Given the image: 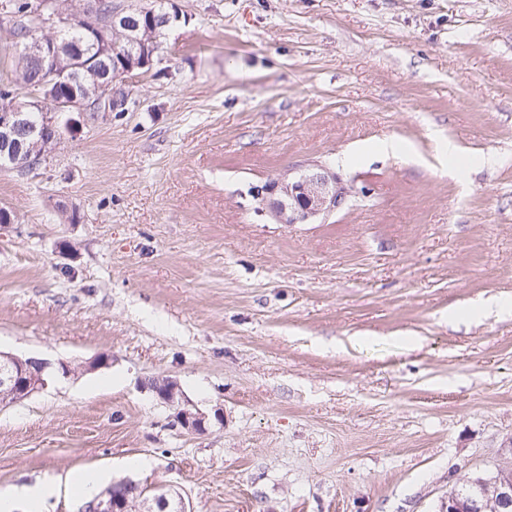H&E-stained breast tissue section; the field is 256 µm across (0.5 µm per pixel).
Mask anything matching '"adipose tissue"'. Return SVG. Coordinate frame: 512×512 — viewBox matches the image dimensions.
Masks as SVG:
<instances>
[{"label": "adipose tissue", "instance_id": "adipose-tissue-1", "mask_svg": "<svg viewBox=\"0 0 512 512\" xmlns=\"http://www.w3.org/2000/svg\"><path fill=\"white\" fill-rule=\"evenodd\" d=\"M101 481L94 470L69 473L65 480L50 476L40 483L19 490L0 491V512H43L46 502L53 497L60 483H67L73 490L83 495L93 493Z\"/></svg>", "mask_w": 512, "mask_h": 512}]
</instances>
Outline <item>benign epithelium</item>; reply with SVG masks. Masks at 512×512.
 Instances as JSON below:
<instances>
[{"instance_id":"obj_1","label":"benign epithelium","mask_w":512,"mask_h":512,"mask_svg":"<svg viewBox=\"0 0 512 512\" xmlns=\"http://www.w3.org/2000/svg\"><path fill=\"white\" fill-rule=\"evenodd\" d=\"M111 30L120 41L97 51V44H59L56 40L34 39L19 49L30 61L48 64L47 84H65L71 88L67 96L49 92L23 107L0 110V169L31 172L51 158L55 145L62 137H46V132L60 128L74 133L82 128L88 95L80 90L83 76L95 80V99L104 109L118 112L126 108L127 100L115 93L112 66L104 56L120 61L121 75L149 69L154 54L145 48L139 23L123 13L112 15ZM40 112V126L28 123V113ZM347 191L328 169L311 165L290 179L269 181L256 195L263 206L281 224H300L341 207ZM70 373L64 362L57 364L37 357L20 358L0 352V397L4 402L21 401L46 387L56 374ZM150 388L163 402L177 407L180 426L191 433L206 431L208 416L183 399L178 382L170 377H157ZM130 502L108 489L95 495L82 506V512H129ZM139 512H187L181 498L160 491L152 499H142ZM443 512H512V470L502 468L490 477L475 475L448 493Z\"/></svg>"}]
</instances>
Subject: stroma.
Returning a JSON list of instances; mask_svg holds the SVG:
<instances>
[{
  "instance_id": "1",
  "label": "stroma",
  "mask_w": 512,
  "mask_h": 512,
  "mask_svg": "<svg viewBox=\"0 0 512 512\" xmlns=\"http://www.w3.org/2000/svg\"><path fill=\"white\" fill-rule=\"evenodd\" d=\"M170 2L127 112L0 170V351L74 369L0 406V489L91 469L189 512H443L512 468V310L469 314L512 303V0ZM309 164L340 209H259ZM150 388L164 403L178 408L176 413L183 429L191 433L206 431L207 414L185 402L182 390L175 379L157 377L151 381Z\"/></svg>"
}]
</instances>
